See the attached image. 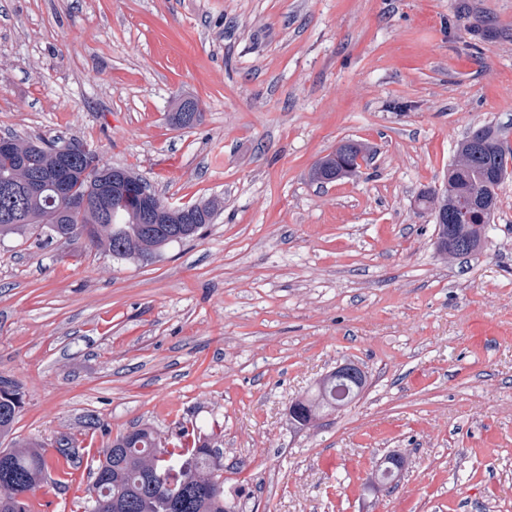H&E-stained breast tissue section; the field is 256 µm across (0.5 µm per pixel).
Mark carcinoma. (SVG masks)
<instances>
[{
	"label": "carcinoma",
	"instance_id": "carcinoma-1",
	"mask_svg": "<svg viewBox=\"0 0 512 512\" xmlns=\"http://www.w3.org/2000/svg\"><path fill=\"white\" fill-rule=\"evenodd\" d=\"M10 151L0 152V235L22 229L45 230L51 238L65 239L84 248L103 249L118 259L147 260L164 246L182 242L212 223L215 206L202 202L194 222L165 216L159 224H145L137 208L112 212V172L126 169L103 165L106 188L98 192L99 203L83 211L69 212L54 201L53 160L48 142L16 135ZM370 158L368 147L348 140L320 159L310 177L321 184L333 174L349 178L360 172L358 159ZM512 146L491 125L462 139L454 160L448 165L442 189L420 194L423 207L441 215L438 225L440 253L449 258L466 256L479 249L486 224L495 213L497 196L492 177L508 173ZM79 155L68 162L66 177L71 187L93 193L97 183L84 175ZM336 372L321 378L314 392L296 400L289 410L291 424L309 430L317 422L352 403L366 385V376L349 383L350 395L337 388ZM22 407V392L16 381L0 376V436L9 434ZM215 434L182 431L179 441L167 449L181 460L169 470V463L156 452L161 442L146 425L134 426L116 436L102 458L93 461L92 484L84 500V512H109L104 503L114 499L126 504L124 512H238L235 502L224 495V466ZM77 447L76 440L63 436L56 441V462L39 443H17L0 449V512H33L30 495L46 485L60 488L80 456L62 451ZM56 467L58 478L50 477ZM401 465L391 463L371 474L368 484L392 491L397 487Z\"/></svg>",
	"mask_w": 512,
	"mask_h": 512
}]
</instances>
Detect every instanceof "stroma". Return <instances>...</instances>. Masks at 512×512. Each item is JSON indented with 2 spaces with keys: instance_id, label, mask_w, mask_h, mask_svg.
Segmentation results:
<instances>
[{
  "instance_id": "35a3bbf8",
  "label": "stroma",
  "mask_w": 512,
  "mask_h": 512,
  "mask_svg": "<svg viewBox=\"0 0 512 512\" xmlns=\"http://www.w3.org/2000/svg\"><path fill=\"white\" fill-rule=\"evenodd\" d=\"M485 124L512 144V0H0V135L220 202L147 261L0 236L13 436L95 458L136 423L212 430L245 512H512V175L466 257L418 204ZM347 139L360 174L311 183ZM349 361L361 394L296 429L292 402ZM393 454L397 487L370 488ZM88 483L74 468L35 512H79Z\"/></svg>"
}]
</instances>
